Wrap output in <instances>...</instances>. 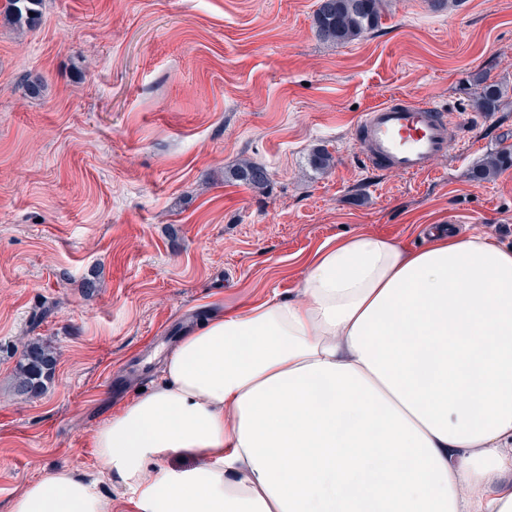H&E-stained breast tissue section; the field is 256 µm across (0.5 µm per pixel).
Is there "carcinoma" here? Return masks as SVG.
<instances>
[{"label":"carcinoma","mask_w":512,"mask_h":512,"mask_svg":"<svg viewBox=\"0 0 512 512\" xmlns=\"http://www.w3.org/2000/svg\"><path fill=\"white\" fill-rule=\"evenodd\" d=\"M381 4L382 0H319L314 16L316 34L320 39L338 45L362 38L378 28L382 18ZM38 5L39 0H7L3 17L19 27L32 26L38 21ZM498 98L496 85L485 86L477 109L497 111ZM509 167H512L511 150L489 158L474 178L485 180ZM236 173L254 187H262L269 181L267 169L259 163H247ZM56 364V351L50 344L38 339L24 342L14 372V395L22 400L41 395L54 377Z\"/></svg>","instance_id":"cac0c4a2"}]
</instances>
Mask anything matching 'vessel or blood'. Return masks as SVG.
<instances>
[{
	"instance_id": "vessel-or-blood-1",
	"label": "vessel or blood",
	"mask_w": 512,
	"mask_h": 512,
	"mask_svg": "<svg viewBox=\"0 0 512 512\" xmlns=\"http://www.w3.org/2000/svg\"><path fill=\"white\" fill-rule=\"evenodd\" d=\"M358 150L368 167L406 175L429 171L459 130L431 101L401 97L375 105L359 123Z\"/></svg>"
}]
</instances>
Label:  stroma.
Masks as SVG:
<instances>
[{
  "label": "stroma",
  "instance_id": "35a3bbf8",
  "mask_svg": "<svg viewBox=\"0 0 512 512\" xmlns=\"http://www.w3.org/2000/svg\"><path fill=\"white\" fill-rule=\"evenodd\" d=\"M317 3L42 0L35 27L0 19V512L60 469L135 512L95 431L203 319L296 297L325 242L415 248L454 224L512 243V167L473 177L512 150V0H384L379 27L343 45L316 36ZM488 82L489 115L475 109ZM399 96L460 123L428 173L358 157L362 114ZM246 160L265 186L234 178ZM37 338L58 364L23 401L14 369ZM512 167V151H503L489 158L474 175L475 179L485 180L495 173Z\"/></svg>",
  "mask_w": 512,
  "mask_h": 512
}]
</instances>
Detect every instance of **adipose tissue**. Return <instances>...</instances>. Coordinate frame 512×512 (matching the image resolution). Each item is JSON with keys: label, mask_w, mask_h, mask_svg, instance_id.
<instances>
[{"label": "adipose tissue", "mask_w": 512, "mask_h": 512, "mask_svg": "<svg viewBox=\"0 0 512 512\" xmlns=\"http://www.w3.org/2000/svg\"><path fill=\"white\" fill-rule=\"evenodd\" d=\"M93 446L138 512H512V245L326 244L296 298L185 336ZM109 508L63 469L9 512Z\"/></svg>", "instance_id": "1"}]
</instances>
